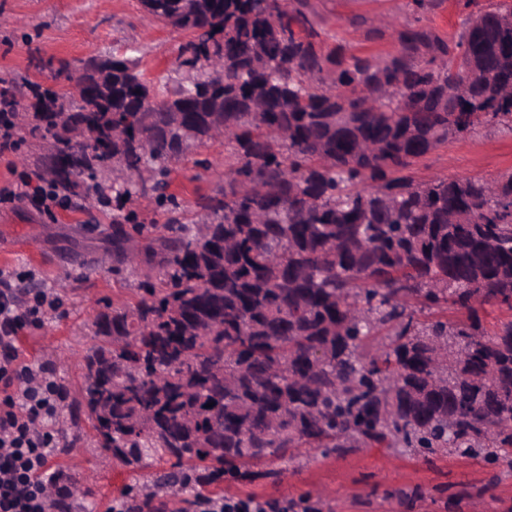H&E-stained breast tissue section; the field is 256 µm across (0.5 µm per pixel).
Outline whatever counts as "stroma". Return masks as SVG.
Segmentation results:
<instances>
[{"label": "stroma", "mask_w": 512, "mask_h": 512, "mask_svg": "<svg viewBox=\"0 0 512 512\" xmlns=\"http://www.w3.org/2000/svg\"><path fill=\"white\" fill-rule=\"evenodd\" d=\"M313 2L326 29L340 32L352 48L375 54L394 45L385 37L369 39L372 19L388 14L403 21L413 15L412 0ZM184 40L173 29L143 24L138 0H0V80L23 107L30 83L46 82L49 75L36 69V60L77 62L131 52L147 76L160 82L170 76ZM511 170L512 136L487 128L432 151L416 175L494 177ZM171 179L185 199L222 186L223 145L195 149L174 165ZM111 221L108 204L85 214L39 213L23 204L0 209V269L31 273L61 300L59 310L22 335L19 349L27 359L51 362L71 401L77 397L80 356L96 342L91 324L97 309L125 295L112 280V242L103 230ZM58 428L62 444L48 468L81 479L87 490L74 499L73 512H111L132 477L98 452L83 422L68 410H61ZM224 494L304 500L314 512H512V465L409 448H357L328 456L311 451L253 484H225Z\"/></svg>", "instance_id": "obj_1"}]
</instances>
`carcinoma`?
Here are the masks:
<instances>
[{"label":"carcinoma","instance_id":"carcinoma-1","mask_svg":"<svg viewBox=\"0 0 512 512\" xmlns=\"http://www.w3.org/2000/svg\"><path fill=\"white\" fill-rule=\"evenodd\" d=\"M187 33L159 85L139 60L58 61L17 125L79 210L112 175V277L74 412L145 489L264 478L304 450L512 459V172L415 177L481 128L512 134V0L446 36L416 18L356 52L310 0H139ZM481 73L454 99L462 71ZM224 187L186 224L171 164L217 141ZM138 203L165 216L146 224ZM509 313L493 328L485 307ZM212 407H206V404Z\"/></svg>","mask_w":512,"mask_h":512}]
</instances>
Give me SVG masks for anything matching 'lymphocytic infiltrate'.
Masks as SVG:
<instances>
[{
    "label": "lymphocytic infiltrate",
    "instance_id": "1",
    "mask_svg": "<svg viewBox=\"0 0 512 512\" xmlns=\"http://www.w3.org/2000/svg\"><path fill=\"white\" fill-rule=\"evenodd\" d=\"M24 203L39 212L67 209L47 185L30 176L0 186V205ZM25 274L0 269V512H67L70 495L46 464L59 446L52 422L66 390L47 363L22 357L18 338L39 325L59 299L45 288H29ZM192 512H311L302 501L196 497Z\"/></svg>",
    "mask_w": 512,
    "mask_h": 512
}]
</instances>
